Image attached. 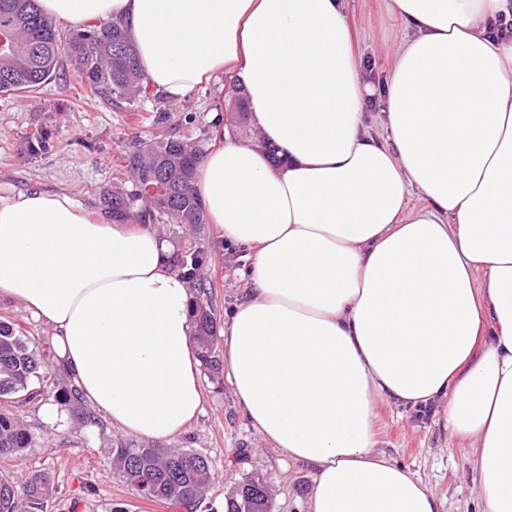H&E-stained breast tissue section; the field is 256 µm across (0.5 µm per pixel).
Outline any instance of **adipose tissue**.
I'll return each instance as SVG.
<instances>
[{
    "instance_id": "1",
    "label": "adipose tissue",
    "mask_w": 512,
    "mask_h": 512,
    "mask_svg": "<svg viewBox=\"0 0 512 512\" xmlns=\"http://www.w3.org/2000/svg\"><path fill=\"white\" fill-rule=\"evenodd\" d=\"M389 4L410 36L380 140L343 0H38L72 29L126 22L169 99L227 73L242 86L262 142L225 140L193 187L253 252L227 379L258 434L314 466L307 512H438L376 449L382 399L446 401L484 512H512V41L491 28L512 0ZM1 298L51 326L119 431L163 442L200 413L189 288L151 225L60 194L0 199Z\"/></svg>"
}]
</instances>
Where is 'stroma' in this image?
I'll list each match as a JSON object with an SVG mask.
<instances>
[{
	"instance_id": "1",
	"label": "stroma",
	"mask_w": 512,
	"mask_h": 512,
	"mask_svg": "<svg viewBox=\"0 0 512 512\" xmlns=\"http://www.w3.org/2000/svg\"><path fill=\"white\" fill-rule=\"evenodd\" d=\"M387 0H345L362 62V79L383 87L392 65L390 48L403 35ZM228 78L201 86L176 101L158 92L135 106H114L91 92L70 66L34 91L0 93V198L32 191L68 196L82 208L105 216V194L131 189L125 158L143 140L183 139L201 149L214 142L217 121H229ZM210 254L213 304L226 322L247 284L240 272L246 250L227 246L214 225L201 240ZM0 321L20 327L52 376L56 397L48 402L8 407L33 436V445L15 458H0V477L23 480L47 474L54 487L44 512H179L140 497L112 467V449L130 435L108 420L86 424L81 411L63 404L73 380L58 362L51 328L24 306L0 300ZM203 410L183 431L164 441L170 450L192 449L209 457L214 478L201 512H224V498L247 476L260 474L272 495L271 512H306L315 488V471L264 442L252 428L228 381H201ZM58 410L47 421L46 407ZM445 403L377 407L376 448L408 468L435 494L439 512H482L467 441L444 424Z\"/></svg>"
}]
</instances>
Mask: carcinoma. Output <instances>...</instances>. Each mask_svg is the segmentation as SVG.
<instances>
[{
  "mask_svg": "<svg viewBox=\"0 0 512 512\" xmlns=\"http://www.w3.org/2000/svg\"><path fill=\"white\" fill-rule=\"evenodd\" d=\"M7 31L12 48L0 50V92H31L56 75L68 62L90 86L112 95L115 102L131 104L145 97L147 84L128 26L113 21L98 28L76 31L63 38L37 0H0V32ZM203 158L200 148L180 139L143 142L126 158L132 190L104 198L112 218L133 216L139 224L207 223L195 195V170ZM163 177L170 191L162 197L145 196L141 186ZM209 255L190 242L174 254L172 267L188 282L193 341L209 376L222 368L216 338L217 314L213 282L208 275ZM22 331L0 322V397L21 403H40L53 390L51 377L41 371L42 361ZM32 436L15 415L0 412V457L19 456ZM117 474L138 495L152 502L170 503L186 512H198L212 479V461L193 450L170 451L138 444L112 449ZM53 493L48 476L34 473L22 483L0 478V512H40ZM224 512H270V497L258 474L246 478L225 499Z\"/></svg>",
  "mask_w": 512,
  "mask_h": 512,
  "instance_id": "1",
  "label": "carcinoma"
}]
</instances>
